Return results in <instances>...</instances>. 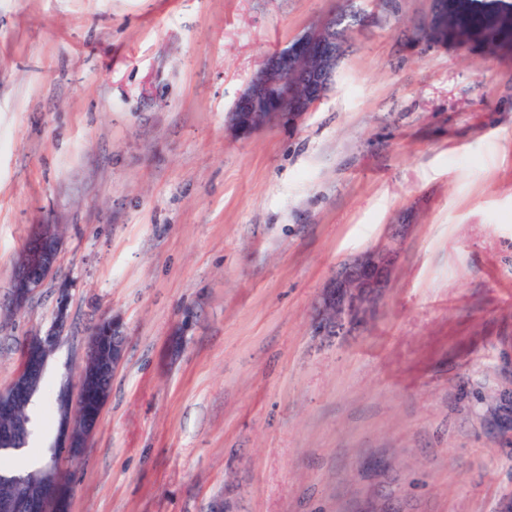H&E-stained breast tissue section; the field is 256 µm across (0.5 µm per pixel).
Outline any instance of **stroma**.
Instances as JSON below:
<instances>
[{
  "label": "stroma",
  "mask_w": 512,
  "mask_h": 512,
  "mask_svg": "<svg viewBox=\"0 0 512 512\" xmlns=\"http://www.w3.org/2000/svg\"><path fill=\"white\" fill-rule=\"evenodd\" d=\"M431 0H0V390L49 356L20 468L102 316L127 343L69 512H501L512 500V56L430 46ZM367 18L303 122L232 135L251 74ZM396 243L377 315L313 335L336 269ZM362 21L359 12H341L336 15L333 23L328 28L329 36L332 40L345 42L347 33ZM60 238L52 224L34 227L28 248L15 261L12 276V304L24 307L31 296L53 276Z\"/></svg>",
  "instance_id": "35a3bbf8"
}]
</instances>
